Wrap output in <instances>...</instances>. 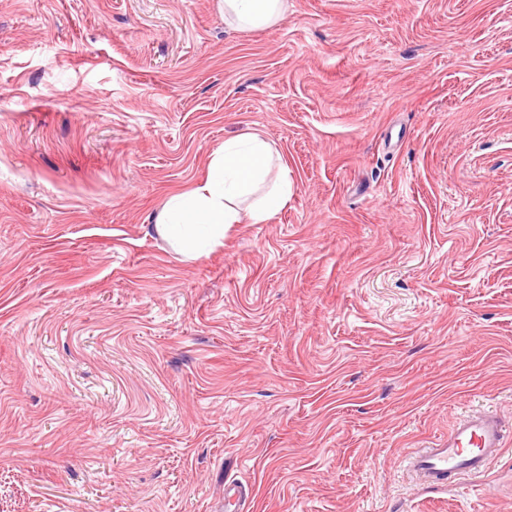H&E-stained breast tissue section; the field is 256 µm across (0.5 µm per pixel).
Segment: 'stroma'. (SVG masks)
I'll return each mask as SVG.
<instances>
[{"mask_svg":"<svg viewBox=\"0 0 512 512\" xmlns=\"http://www.w3.org/2000/svg\"><path fill=\"white\" fill-rule=\"evenodd\" d=\"M294 181L189 259L226 139ZM512 0H0V512H512ZM224 23L235 29H258L274 25L286 0H224ZM505 446V430L490 414L469 415L452 430L448 441L422 448L407 459L418 480L431 487L442 485L448 474L476 475Z\"/></svg>","mask_w":512,"mask_h":512,"instance_id":"35a3bbf8","label":"stroma"}]
</instances>
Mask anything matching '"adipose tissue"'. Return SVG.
Segmentation results:
<instances>
[{"instance_id": "1", "label": "adipose tissue", "mask_w": 512, "mask_h": 512, "mask_svg": "<svg viewBox=\"0 0 512 512\" xmlns=\"http://www.w3.org/2000/svg\"><path fill=\"white\" fill-rule=\"evenodd\" d=\"M286 0H224V22L235 29L274 25ZM293 182L273 143L256 134L225 140L211 157L207 178L172 195L157 217L158 232L193 256L221 246L228 227L268 223L285 209Z\"/></svg>"}]
</instances>
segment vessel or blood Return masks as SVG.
Here are the masks:
<instances>
[{
    "label": "vessel or blood",
    "instance_id": "vessel-or-blood-1",
    "mask_svg": "<svg viewBox=\"0 0 512 512\" xmlns=\"http://www.w3.org/2000/svg\"><path fill=\"white\" fill-rule=\"evenodd\" d=\"M505 446L500 421L489 414L470 415L452 430L446 443L423 448L407 460L418 480L431 487L442 485L448 475H476Z\"/></svg>",
    "mask_w": 512,
    "mask_h": 512
}]
</instances>
